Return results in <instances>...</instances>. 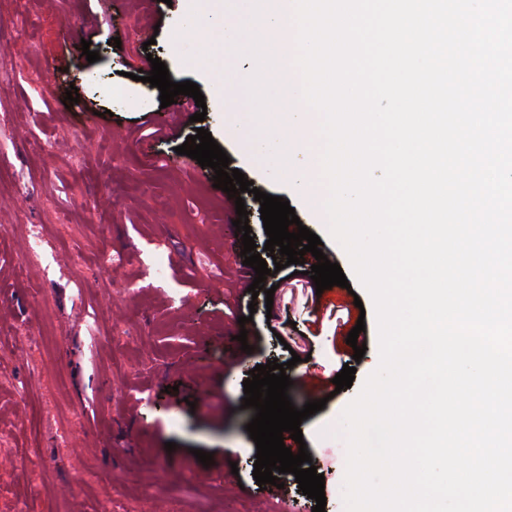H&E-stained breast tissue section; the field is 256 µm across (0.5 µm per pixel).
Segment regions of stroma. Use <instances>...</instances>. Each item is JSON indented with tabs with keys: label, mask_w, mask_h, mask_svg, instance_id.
Wrapping results in <instances>:
<instances>
[{
	"label": "stroma",
	"mask_w": 512,
	"mask_h": 512,
	"mask_svg": "<svg viewBox=\"0 0 512 512\" xmlns=\"http://www.w3.org/2000/svg\"><path fill=\"white\" fill-rule=\"evenodd\" d=\"M194 8L213 39L185 30ZM229 18L212 0H0V512H312L293 474L280 477L284 503L252 475L256 411L242 405L243 382L274 358L292 379L356 367L351 387L301 424L325 510L345 512L346 449L332 430L379 364L375 308L287 172L229 130L212 87L252 69L219 37ZM147 52L173 82L199 85L201 126L231 168L288 200L349 288L317 290L292 264L276 273L272 301L233 307L237 214L156 134L159 89L127 76ZM73 86L80 98L65 102ZM360 321L357 361L346 339ZM243 331L252 352L236 341ZM204 396L206 417L190 408Z\"/></svg>",
	"instance_id": "1"
}]
</instances>
